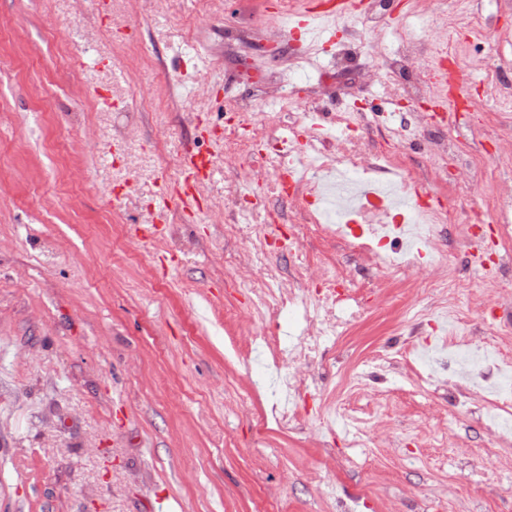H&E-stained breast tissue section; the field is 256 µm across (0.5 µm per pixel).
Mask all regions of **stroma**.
<instances>
[{"mask_svg": "<svg viewBox=\"0 0 512 512\" xmlns=\"http://www.w3.org/2000/svg\"><path fill=\"white\" fill-rule=\"evenodd\" d=\"M281 0H0V512H512V443L491 445L477 409L451 408L441 378L417 381L408 346L443 347L454 273L484 306L459 323L485 345L512 337V313L472 277V225L512 267L492 198L512 182L498 134L512 101V0H453L448 34L472 68L448 67L447 110L423 113L384 67L410 39L437 52L417 0H393L385 28L354 17L343 65L332 51L266 36ZM251 19L241 28L243 19ZM234 78L225 81V70ZM294 74L295 108L277 111L264 76ZM245 105L246 144L288 136L309 107L352 114L350 138L397 151L404 174L453 208L437 227L443 265L371 267L306 221L302 200L274 198L260 177L224 166V133ZM461 144L431 158V141ZM211 159L185 209L186 151ZM473 164L477 184L455 180ZM257 198L247 223L224 209ZM304 233L302 250L285 240ZM296 287L346 277L354 319L326 341L315 376L279 428L287 355L265 336L298 333L299 309L273 312L227 260L259 242ZM389 368L373 369V358ZM347 463L330 472L325 449Z\"/></svg>", "mask_w": 512, "mask_h": 512, "instance_id": "obj_1", "label": "stroma"}]
</instances>
